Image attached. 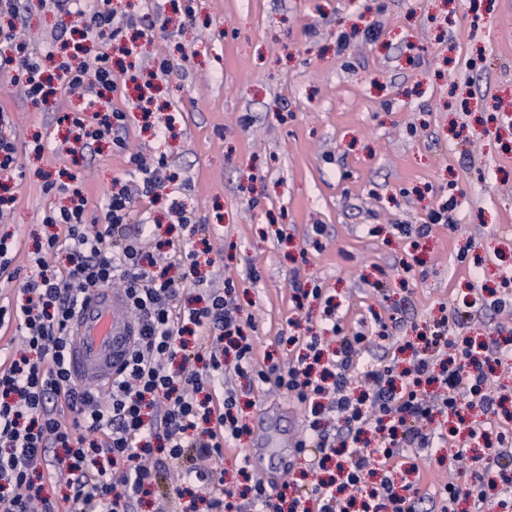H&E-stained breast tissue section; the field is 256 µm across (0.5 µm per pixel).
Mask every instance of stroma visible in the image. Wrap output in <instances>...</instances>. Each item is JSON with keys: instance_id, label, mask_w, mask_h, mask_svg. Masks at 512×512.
<instances>
[{"instance_id": "35a3bbf8", "label": "stroma", "mask_w": 512, "mask_h": 512, "mask_svg": "<svg viewBox=\"0 0 512 512\" xmlns=\"http://www.w3.org/2000/svg\"><path fill=\"white\" fill-rule=\"evenodd\" d=\"M177 18L167 0H122L124 14L166 29L141 38L135 61L147 74L156 54L174 72L156 80L176 137L147 129L135 90L114 94L126 113V150L105 138L72 155L61 118L78 98L35 106L0 79L21 160L15 201L0 237L15 243L24 274L48 231L42 219L63 202L56 181L78 186L99 214L114 181L136 184L129 157L165 158L181 197L209 243L205 281L183 299L222 289L254 339L255 357L295 359L288 337L325 318V303H292V277L319 285L337 305L345 334L375 321L388 337L361 351L360 369L400 346L465 293L482 294L512 274V0H191ZM346 35L338 43V35ZM41 140L43 154L32 151ZM455 197L454 226L433 225L412 241L404 225ZM512 337V315L472 307L452 340ZM250 432L225 452L232 485L240 451L301 437L307 405L227 372Z\"/></svg>"}]
</instances>
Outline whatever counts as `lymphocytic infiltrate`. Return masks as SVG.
Returning <instances> with one entry per match:
<instances>
[{
  "label": "lymphocytic infiltrate",
  "mask_w": 512,
  "mask_h": 512,
  "mask_svg": "<svg viewBox=\"0 0 512 512\" xmlns=\"http://www.w3.org/2000/svg\"><path fill=\"white\" fill-rule=\"evenodd\" d=\"M43 3L83 33L135 54V46L122 44L125 29L112 10L80 0ZM24 10L21 0H0V16L13 19L0 26V70L9 83L35 105L60 92L85 99L96 127L72 118V152L83 151L88 140L119 134L125 113L96 109L118 88L110 55L62 62L56 85L45 84L43 59L64 53L68 43L57 36L44 55L29 53L15 24ZM129 161L140 174L137 185L112 192L94 221H87L81 203L45 213L44 223L61 232L35 250L36 271L26 277L19 299L0 307L1 330L15 323L26 331L21 344L0 357V512H132L169 468L178 469L181 483L162 497L159 512H242L245 498L262 512H350L356 506L361 512H425L429 494L401 493L394 481L399 468L419 471L403 464L405 448L440 445L448 450L449 466L470 462L469 441L487 437L501 410V399L490 393L491 375L512 349L490 335L450 344L449 325L441 321L414 348L402 374L390 364L359 371L354 364L361 349L385 339V331L345 336L332 323L327 331L339 336L340 347L328 367L320 365L322 334L315 332L289 337L302 352L287 370L260 368L223 292L210 291L199 308L179 306L183 288L198 274L193 241H186L175 265L146 253L155 225L128 233L135 200L153 201L162 193L181 227L191 225L164 160L149 164L133 155ZM63 239L70 246L68 265L60 270L48 257ZM115 283L134 315L136 340L104 402L97 389L73 377L68 333L81 304ZM229 361L236 373L255 374L259 384L275 385L299 402L327 395L339 421L336 433L313 431L296 451L313 470L335 462V476L287 482L277 490L256 480L241 491L199 500L196 488L220 480L216 462L226 441L243 432L230 412L232 399L222 396ZM427 385L436 386V395L425 396ZM49 484L64 487L61 500L46 496Z\"/></svg>",
  "instance_id": "obj_1"
}]
</instances>
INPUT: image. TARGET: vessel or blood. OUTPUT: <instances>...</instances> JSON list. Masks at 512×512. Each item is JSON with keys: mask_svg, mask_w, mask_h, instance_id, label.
Segmentation results:
<instances>
[{"mask_svg": "<svg viewBox=\"0 0 512 512\" xmlns=\"http://www.w3.org/2000/svg\"><path fill=\"white\" fill-rule=\"evenodd\" d=\"M121 292L94 293L75 317L71 369L81 380L111 381L135 341V326L120 312Z\"/></svg>", "mask_w": 512, "mask_h": 512, "instance_id": "obj_1", "label": "vessel or blood"}]
</instances>
